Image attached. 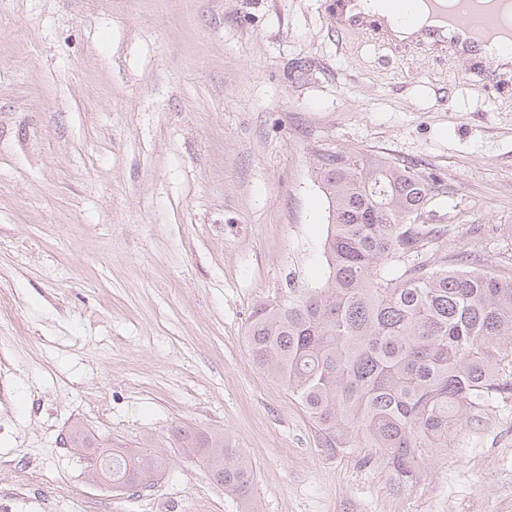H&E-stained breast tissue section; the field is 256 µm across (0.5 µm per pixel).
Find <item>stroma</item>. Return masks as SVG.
Listing matches in <instances>:
<instances>
[{"label": "stroma", "mask_w": 512, "mask_h": 512, "mask_svg": "<svg viewBox=\"0 0 512 512\" xmlns=\"http://www.w3.org/2000/svg\"><path fill=\"white\" fill-rule=\"evenodd\" d=\"M332 3L0 0V512H240L178 426L233 437L260 512H512V399L405 486L251 360L254 306L328 275L326 151L415 165L422 263L474 240L512 278V86ZM76 425L152 447L156 486L95 483Z\"/></svg>", "instance_id": "1"}]
</instances>
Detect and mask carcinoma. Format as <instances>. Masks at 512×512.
<instances>
[{
	"label": "carcinoma",
	"mask_w": 512,
	"mask_h": 512,
	"mask_svg": "<svg viewBox=\"0 0 512 512\" xmlns=\"http://www.w3.org/2000/svg\"><path fill=\"white\" fill-rule=\"evenodd\" d=\"M316 169L329 201L327 279L295 300L257 304L248 350L300 401L325 452L370 448L413 484L463 422L512 398V278L470 268L473 245L455 267L404 265L388 275L444 234L416 223L434 181L352 151L321 155ZM173 438L243 512H259L253 466L228 435L177 427ZM104 454L122 487L151 488L164 467L146 448L96 452Z\"/></svg>",
	"instance_id": "1"
}]
</instances>
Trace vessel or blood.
Listing matches in <instances>:
<instances>
[{
  "label": "vessel or blood",
  "instance_id": "obj_1",
  "mask_svg": "<svg viewBox=\"0 0 512 512\" xmlns=\"http://www.w3.org/2000/svg\"><path fill=\"white\" fill-rule=\"evenodd\" d=\"M456 10H449V2ZM428 17L406 29L397 11H371L366 0H336L331 25L339 31L362 32L392 43L415 44L448 50L462 64L463 76L483 77L486 84L512 82V53L498 48L512 46V25L498 18V0H420Z\"/></svg>",
  "mask_w": 512,
  "mask_h": 512
}]
</instances>
